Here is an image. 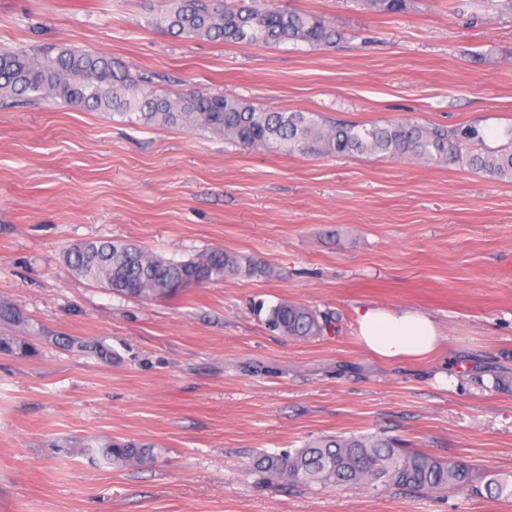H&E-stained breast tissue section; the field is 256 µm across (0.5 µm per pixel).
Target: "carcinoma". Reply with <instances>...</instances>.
Here are the masks:
<instances>
[{
  "label": "carcinoma",
  "instance_id": "carcinoma-1",
  "mask_svg": "<svg viewBox=\"0 0 512 512\" xmlns=\"http://www.w3.org/2000/svg\"><path fill=\"white\" fill-rule=\"evenodd\" d=\"M378 12L397 13L405 0H364ZM152 26L178 36L221 40L232 44L270 46L284 42L333 47L341 38L324 19L282 9L257 0H163ZM0 98L16 101L60 99L66 104L107 112L131 125H182L224 137L241 149L265 148L291 155L313 153L338 157L382 153L428 163L468 166L493 179L512 180V125L505 143L492 148L477 124L454 130L418 122L384 125L347 124L326 120L315 112L258 109L243 98L222 91L157 92L112 57L63 45L0 52ZM77 275L119 295L145 300L172 299L192 284L227 278L269 276L271 269L254 257L211 248L175 262L125 241H85L64 252ZM267 310L268 327L307 339L321 335L324 322L317 311L280 301ZM1 354H29V338L42 334L16 308L0 301ZM78 453L122 469L154 460V446L136 440H88ZM254 466L272 480L303 485L385 486L418 493L485 489L497 498H512V474H494L484 487L473 471L431 454L403 447L381 435L324 437L294 453L261 454Z\"/></svg>",
  "mask_w": 512,
  "mask_h": 512
}]
</instances>
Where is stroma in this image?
<instances>
[{"label":"stroma","instance_id":"obj_1","mask_svg":"<svg viewBox=\"0 0 512 512\" xmlns=\"http://www.w3.org/2000/svg\"><path fill=\"white\" fill-rule=\"evenodd\" d=\"M160 0H0V51L57 44L117 58L158 90H221L270 111L500 133L512 125V16L480 0H277L319 15L331 50L183 38ZM121 240L184 261L221 247L271 276L171 300L113 294L65 249ZM0 300L45 328L0 355V512H512L464 490L308 487L262 454L383 432L405 447L512 472V181L382 154L242 150L182 126H132L63 103L0 99ZM327 315L323 335L269 331L257 303ZM376 304L430 315L437 355L387 363L356 336ZM95 340L111 362L56 344ZM89 437L153 444L112 470Z\"/></svg>","mask_w":512,"mask_h":512}]
</instances>
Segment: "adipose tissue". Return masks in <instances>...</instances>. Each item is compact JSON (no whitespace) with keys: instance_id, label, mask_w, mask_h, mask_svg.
<instances>
[{"instance_id":"ef3b65f1","label":"adipose tissue","mask_w":512,"mask_h":512,"mask_svg":"<svg viewBox=\"0 0 512 512\" xmlns=\"http://www.w3.org/2000/svg\"><path fill=\"white\" fill-rule=\"evenodd\" d=\"M356 324L359 343L384 362L425 360L439 347L436 322L419 311L365 306L357 309Z\"/></svg>"}]
</instances>
